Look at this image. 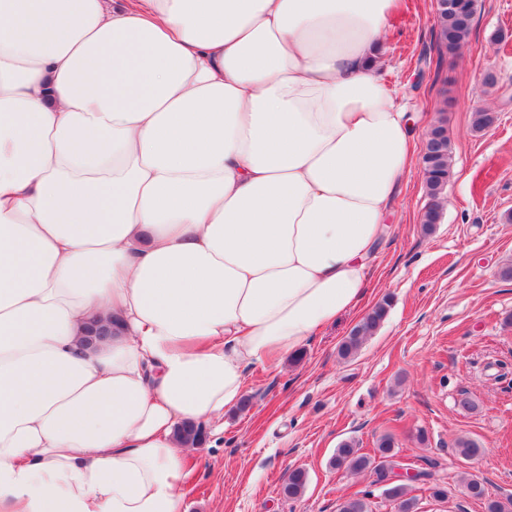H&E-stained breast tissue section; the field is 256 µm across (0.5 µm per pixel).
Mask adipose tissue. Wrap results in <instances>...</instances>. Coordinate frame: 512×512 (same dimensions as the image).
Instances as JSON below:
<instances>
[{"instance_id":"adipose-tissue-1","label":"adipose tissue","mask_w":512,"mask_h":512,"mask_svg":"<svg viewBox=\"0 0 512 512\" xmlns=\"http://www.w3.org/2000/svg\"><path fill=\"white\" fill-rule=\"evenodd\" d=\"M396 6L0 0V512H182L176 427L364 300Z\"/></svg>"}]
</instances>
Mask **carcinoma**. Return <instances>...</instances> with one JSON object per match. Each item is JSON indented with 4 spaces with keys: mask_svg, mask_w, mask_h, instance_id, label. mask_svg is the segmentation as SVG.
Here are the masks:
<instances>
[{
    "mask_svg": "<svg viewBox=\"0 0 512 512\" xmlns=\"http://www.w3.org/2000/svg\"><path fill=\"white\" fill-rule=\"evenodd\" d=\"M476 15L475 0H441L437 4L434 18V33L439 52L455 53L469 37ZM496 115L480 109L471 115V129L482 132L493 126ZM446 117H440L430 129L433 137L426 140L422 155V176L430 205L422 216V230L432 233L436 225L442 222L443 193L451 174V157L449 139L446 135ZM390 307L389 299L377 303L351 330L339 347V354L347 359L358 351L359 347L379 329L385 320ZM177 434L186 444L197 446L202 440L201 427L192 423L182 425ZM457 455L465 461L475 462L484 453L485 448L480 441L469 437L456 440ZM398 455L395 451V440L390 434L381 436L373 450L368 454L361 451L354 441H345L336 448L330 465L336 469H345L353 474L370 471L376 475L377 482L387 478L388 469ZM437 464L432 463L427 469H421L416 477L427 481L426 490L435 500L448 497L444 482L436 478ZM308 484V473L302 468H295L288 473L282 491L291 499L300 498ZM465 489L469 497L475 500H486V512H512V499L504 503L499 500L486 499L484 483L478 476L472 475L465 481ZM382 495L394 503L397 512H418V499L411 495L409 486L400 481L384 485ZM371 492L360 491L346 498L338 505V512H371L369 498Z\"/></svg>",
    "mask_w": 512,
    "mask_h": 512,
    "instance_id": "obj_1",
    "label": "carcinoma"
}]
</instances>
